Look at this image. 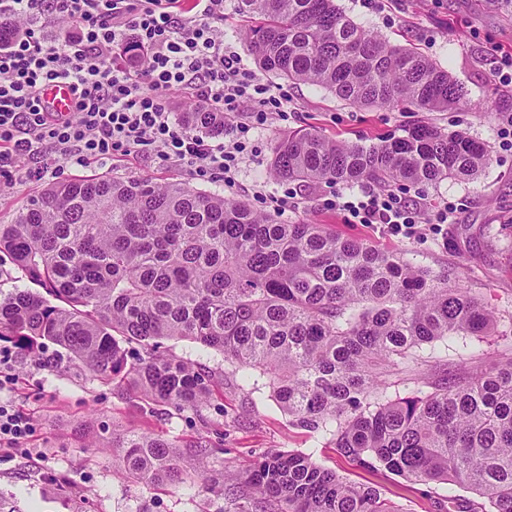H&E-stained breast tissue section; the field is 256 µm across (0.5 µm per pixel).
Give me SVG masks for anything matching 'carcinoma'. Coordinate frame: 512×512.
<instances>
[{
    "mask_svg": "<svg viewBox=\"0 0 512 512\" xmlns=\"http://www.w3.org/2000/svg\"><path fill=\"white\" fill-rule=\"evenodd\" d=\"M238 9L258 67L288 84L374 108L463 104L447 71L361 29L335 0H238ZM183 121L221 128L200 106ZM487 160L466 132L420 121L372 144L290 131L271 172L294 183L435 185L475 179ZM0 253L42 288L0 298V340L21 350L50 342L103 381L196 412L211 395L209 367L161 351L163 340H193L236 372L266 376L292 425L330 437L360 466L472 492L481 502L467 512H512V356L466 372V338L494 312L447 277L319 224L147 178L48 184L0 224ZM111 447L137 482L182 480L181 458L160 436L114 432ZM196 452L205 491L240 480L209 472L207 445ZM245 482L276 512H397L305 453L268 452Z\"/></svg>",
    "mask_w": 512,
    "mask_h": 512,
    "instance_id": "carcinoma-1",
    "label": "carcinoma"
}]
</instances>
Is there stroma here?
<instances>
[{
	"instance_id": "1",
	"label": "stroma",
	"mask_w": 512,
	"mask_h": 512,
	"mask_svg": "<svg viewBox=\"0 0 512 512\" xmlns=\"http://www.w3.org/2000/svg\"><path fill=\"white\" fill-rule=\"evenodd\" d=\"M358 26L393 45L416 49L448 70L464 87L462 106L446 112L354 107L311 84L289 86L293 110L287 120L254 125L235 185L204 183V190L230 200H252L255 190L272 194L282 183L270 172L273 148L284 133L309 128L322 136L365 144L425 120L462 129L485 144L489 159L474 180L449 178L421 186L402 183L393 191L404 201L423 197L428 210L452 209L449 224H424L413 238L382 235L374 226L353 224L347 213L328 208L335 193L361 194V184L302 185L297 204L280 213L287 222L320 224L339 237L356 238L382 251L402 254L436 273L461 276L462 284L495 313L488 336L471 338L477 354L469 370L496 362L503 343L512 341V149L497 138L503 116L512 114V88L491 76L495 61L512 54V0H383L381 8L363 0H336ZM65 177L110 175L152 182L190 183L186 171L161 161L158 152L139 159L117 158L68 167ZM162 349L188 361L205 363L220 389L200 411L165 408L151 413L131 389L119 390L86 373L79 363L58 361V346L21 353L0 342V404L25 415L33 425L24 451L0 452V496L30 501L38 512H230L226 496L205 492L195 472L182 483L143 486L131 483L99 430L160 434L186 448L211 446V469L245 473L271 450L304 452L318 465L346 480L379 489L398 512H439L445 484H414L381 470L370 472L340 455L328 439L290 424L272 396L268 380L253 374L257 390L245 396L241 379L222 354L188 339L166 340ZM92 433H84L85 424Z\"/></svg>"
}]
</instances>
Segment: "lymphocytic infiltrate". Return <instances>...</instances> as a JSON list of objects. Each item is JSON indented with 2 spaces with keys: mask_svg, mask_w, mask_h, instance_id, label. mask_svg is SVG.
Wrapping results in <instances>:
<instances>
[{
  "mask_svg": "<svg viewBox=\"0 0 512 512\" xmlns=\"http://www.w3.org/2000/svg\"><path fill=\"white\" fill-rule=\"evenodd\" d=\"M142 53L132 67L116 57ZM63 80L71 112L49 110L40 92ZM182 90L210 111L286 120L287 89L248 72L224 42V0H0V195L18 180L57 177L64 166L137 158L163 161L195 180L234 184L249 131L238 122L222 142L192 131L168 99ZM356 223L405 238L425 207L387 190L337 196Z\"/></svg>",
  "mask_w": 512,
  "mask_h": 512,
  "instance_id": "lymphocytic-infiltrate-1",
  "label": "lymphocytic infiltrate"
}]
</instances>
